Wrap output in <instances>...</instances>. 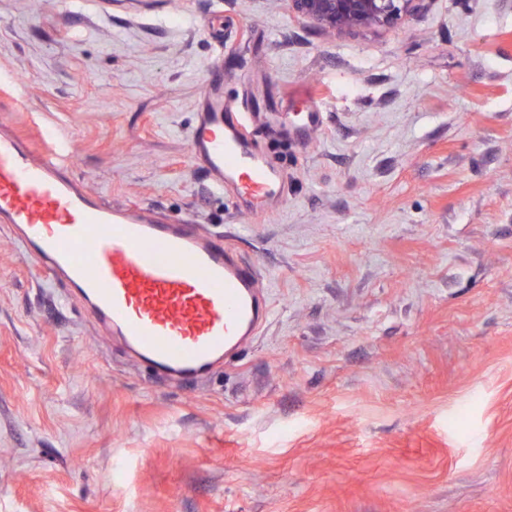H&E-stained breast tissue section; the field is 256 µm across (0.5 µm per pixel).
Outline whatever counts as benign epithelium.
<instances>
[{
	"mask_svg": "<svg viewBox=\"0 0 512 512\" xmlns=\"http://www.w3.org/2000/svg\"><path fill=\"white\" fill-rule=\"evenodd\" d=\"M417 0H281L288 15L337 30L387 26L415 9Z\"/></svg>",
	"mask_w": 512,
	"mask_h": 512,
	"instance_id": "obj_1",
	"label": "benign epithelium"
}]
</instances>
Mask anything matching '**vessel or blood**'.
Masks as SVG:
<instances>
[{"label":"vessel or blood","instance_id":"b4317fda","mask_svg":"<svg viewBox=\"0 0 512 512\" xmlns=\"http://www.w3.org/2000/svg\"><path fill=\"white\" fill-rule=\"evenodd\" d=\"M205 82L190 157L214 187L233 191L245 212L261 214L281 201L282 175L249 115L225 104L221 72H209ZM69 160L1 135L0 220L21 225L27 246L143 361L172 375L199 376L268 320L270 304L253 264L194 225L100 203L66 176Z\"/></svg>","mask_w":512,"mask_h":512}]
</instances>
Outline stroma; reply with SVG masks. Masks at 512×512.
Listing matches in <instances>:
<instances>
[{"instance_id": "obj_1", "label": "stroma", "mask_w": 512, "mask_h": 512, "mask_svg": "<svg viewBox=\"0 0 512 512\" xmlns=\"http://www.w3.org/2000/svg\"><path fill=\"white\" fill-rule=\"evenodd\" d=\"M214 67L288 177L261 215L189 157ZM0 131L73 142L70 178L271 302L175 380L0 223V512H512V0L335 34L272 0H0Z\"/></svg>"}]
</instances>
